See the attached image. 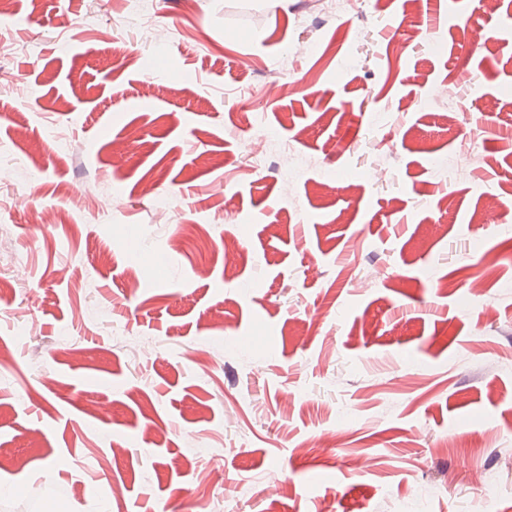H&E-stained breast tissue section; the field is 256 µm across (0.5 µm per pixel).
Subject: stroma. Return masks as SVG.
Returning <instances> with one entry per match:
<instances>
[{"label": "stroma", "instance_id": "stroma-1", "mask_svg": "<svg viewBox=\"0 0 512 512\" xmlns=\"http://www.w3.org/2000/svg\"><path fill=\"white\" fill-rule=\"evenodd\" d=\"M402 2L0 19V512L512 506V0Z\"/></svg>", "mask_w": 512, "mask_h": 512}]
</instances>
